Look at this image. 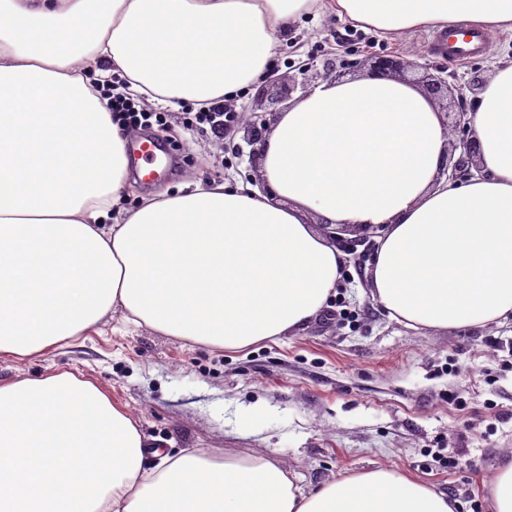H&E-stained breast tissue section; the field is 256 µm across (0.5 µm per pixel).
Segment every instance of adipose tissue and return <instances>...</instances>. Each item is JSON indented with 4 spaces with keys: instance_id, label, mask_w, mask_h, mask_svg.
<instances>
[{
    "instance_id": "obj_1",
    "label": "adipose tissue",
    "mask_w": 512,
    "mask_h": 512,
    "mask_svg": "<svg viewBox=\"0 0 512 512\" xmlns=\"http://www.w3.org/2000/svg\"><path fill=\"white\" fill-rule=\"evenodd\" d=\"M384 35L512 27V0H326ZM308 0H0V356L39 355L110 313L220 350L303 330L374 232L373 298L411 328L512 319V61L469 114L480 176L440 178L435 104L392 77L325 82L262 145L267 194L209 183L124 217L127 133L98 86L233 101ZM137 422L70 372L0 382V512H456L388 469L296 486L278 464L146 453Z\"/></svg>"
}]
</instances>
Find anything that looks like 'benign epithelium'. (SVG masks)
<instances>
[{
  "instance_id": "1",
  "label": "benign epithelium",
  "mask_w": 512,
  "mask_h": 512,
  "mask_svg": "<svg viewBox=\"0 0 512 512\" xmlns=\"http://www.w3.org/2000/svg\"><path fill=\"white\" fill-rule=\"evenodd\" d=\"M357 66L358 63L356 62L325 56L320 60L313 58L310 62L304 64L303 68L300 69V74L306 77L312 71L316 76L324 79L329 78L336 82L345 77L346 71ZM407 66L408 63L397 58L377 57L370 64L369 74L375 76L397 74ZM484 83L485 78L478 71L473 72L469 80L463 85H451L445 79L429 74L423 76L419 82V87L430 99L435 101L445 96L452 100L451 107H453V111L445 112L446 126L454 131L460 130L463 133L462 139L452 145L449 150L447 163L441 171V174L451 179L470 178L474 176L475 172L479 171L476 162L477 146L469 126L466 106L467 96L470 95L472 100H477ZM298 88L305 94L307 93L308 83L297 84L292 82L285 84L266 77L264 78L262 92L270 94V100L279 103L291 98L292 93ZM241 128L244 131V141L253 146L264 141L269 130V123H267V119L263 118V115L252 112L241 123Z\"/></svg>"
}]
</instances>
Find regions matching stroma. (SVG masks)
Wrapping results in <instances>:
<instances>
[{
	"instance_id": "obj_1",
	"label": "stroma",
	"mask_w": 512,
	"mask_h": 512,
	"mask_svg": "<svg viewBox=\"0 0 512 512\" xmlns=\"http://www.w3.org/2000/svg\"><path fill=\"white\" fill-rule=\"evenodd\" d=\"M485 52L455 65L436 50L433 29L395 41L374 29L310 11L281 35L270 70L287 82L309 58L361 61L389 55L452 84L491 74L512 57V29L486 28ZM165 113L176 174L155 185L130 181L120 209L194 183L260 187L259 166L236 124L223 138L185 134L188 101L154 103ZM372 250L347 254L336 289L348 312L326 308L294 335L241 351L217 350L108 315L98 330L24 358L0 356V382L70 371L101 388L169 454L200 450L219 458H263L311 490L344 474L386 468L448 494L457 512H491L485 486L512 459V324L482 329L410 328L373 300ZM464 457L467 469L440 461Z\"/></svg>"
}]
</instances>
